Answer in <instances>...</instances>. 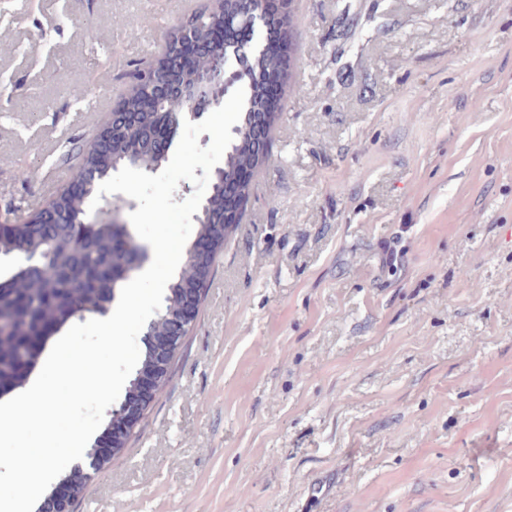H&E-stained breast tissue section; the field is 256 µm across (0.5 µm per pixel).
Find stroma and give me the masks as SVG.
Here are the masks:
<instances>
[{
  "mask_svg": "<svg viewBox=\"0 0 512 512\" xmlns=\"http://www.w3.org/2000/svg\"><path fill=\"white\" fill-rule=\"evenodd\" d=\"M209 6L0 0V222ZM291 28L300 92L76 512H512V0H292ZM182 338L183 336H153L150 339V352L161 363L142 370L136 376L135 382L140 395L120 403L122 412L120 420L112 419V422H110L113 411L115 412L117 409L111 410L105 433L87 451L88 454L94 445V451L87 455L86 464L90 469L97 472L103 463L111 459L122 448L127 436L133 432L144 410L154 399L157 388L167 376L170 365L168 357L174 350H177Z\"/></svg>",
  "mask_w": 512,
  "mask_h": 512,
  "instance_id": "stroma-1",
  "label": "stroma"
}]
</instances>
